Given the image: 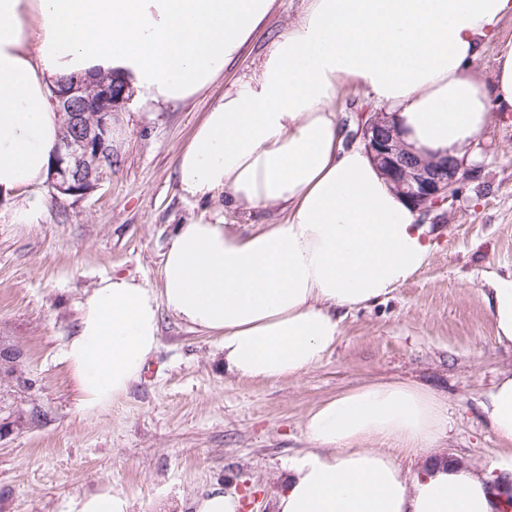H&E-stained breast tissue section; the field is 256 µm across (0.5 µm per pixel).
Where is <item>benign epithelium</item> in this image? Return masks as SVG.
<instances>
[{
    "label": "benign epithelium",
    "instance_id": "7a95c632",
    "mask_svg": "<svg viewBox=\"0 0 512 512\" xmlns=\"http://www.w3.org/2000/svg\"><path fill=\"white\" fill-rule=\"evenodd\" d=\"M124 98L107 83H94L85 76H73L54 91L57 110L67 114V125L53 154L48 181L52 197L80 199L112 169V112ZM350 139L361 140L367 154L421 216L448 202L465 174L462 158L418 159L382 112L361 113Z\"/></svg>",
    "mask_w": 512,
    "mask_h": 512
}]
</instances>
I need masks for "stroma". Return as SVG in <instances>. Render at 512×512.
<instances>
[{
	"mask_svg": "<svg viewBox=\"0 0 512 512\" xmlns=\"http://www.w3.org/2000/svg\"><path fill=\"white\" fill-rule=\"evenodd\" d=\"M305 6L276 0L207 90L151 116L116 109L112 170L98 190L56 198L44 184L25 204L0 197V345L21 352L14 374L0 370V512H68L71 501L104 489L126 498L129 512H191L193 496L215 485L239 495L243 512H276L289 458L311 446L307 412L373 379L414 383L445 403L448 428L431 456L480 468L502 452L479 402L512 370V349L497 343L484 300L495 277L512 274V112L494 114L466 151L454 197L424 217L425 265L386 300L350 311L321 364L276 382L227 376L217 337L164 311L140 380L103 410L76 406L62 354L102 278L125 275L157 291L178 225L218 211L243 231L282 221L273 210L225 209L220 196H185L178 156L225 86ZM508 43L512 13L470 74L493 82Z\"/></svg>",
	"mask_w": 512,
	"mask_h": 512,
	"instance_id": "stroma-1",
	"label": "stroma"
}]
</instances>
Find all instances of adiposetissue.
<instances>
[{
  "instance_id": "1",
  "label": "adipose tissue",
  "mask_w": 512,
  "mask_h": 512,
  "mask_svg": "<svg viewBox=\"0 0 512 512\" xmlns=\"http://www.w3.org/2000/svg\"><path fill=\"white\" fill-rule=\"evenodd\" d=\"M275 0H0V195L43 183L61 128L51 89L73 75H117L142 107L180 102L242 54ZM512 0H308L257 64L228 87L178 158L180 189L226 208L275 209L284 222L242 232L223 219L180 225L161 292L102 279L63 351L79 409L111 405L159 343V313L218 337L224 369L256 382L320 364L345 312L386 299L425 264L416 213L363 148H344L343 82L387 107L424 156L462 155L512 112V45L492 85L467 77ZM512 347V276L485 294ZM506 449L487 468L432 459L448 416L430 391L375 380L313 407L312 444L288 462L277 512H494L512 482V373L480 403ZM423 456L404 470L397 452Z\"/></svg>"
}]
</instances>
